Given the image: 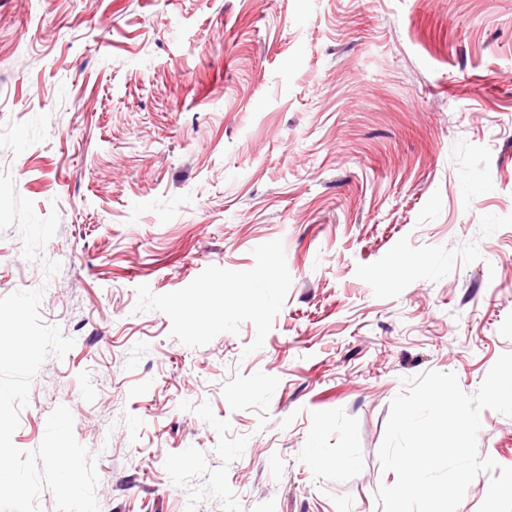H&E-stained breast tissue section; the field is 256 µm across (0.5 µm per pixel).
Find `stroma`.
I'll list each match as a JSON object with an SVG mask.
<instances>
[{
  "mask_svg": "<svg viewBox=\"0 0 512 512\" xmlns=\"http://www.w3.org/2000/svg\"><path fill=\"white\" fill-rule=\"evenodd\" d=\"M38 288L75 344L13 442L68 407L101 512H383L392 400L512 353V0H0V297Z\"/></svg>",
  "mask_w": 512,
  "mask_h": 512,
  "instance_id": "stroma-1",
  "label": "stroma"
}]
</instances>
